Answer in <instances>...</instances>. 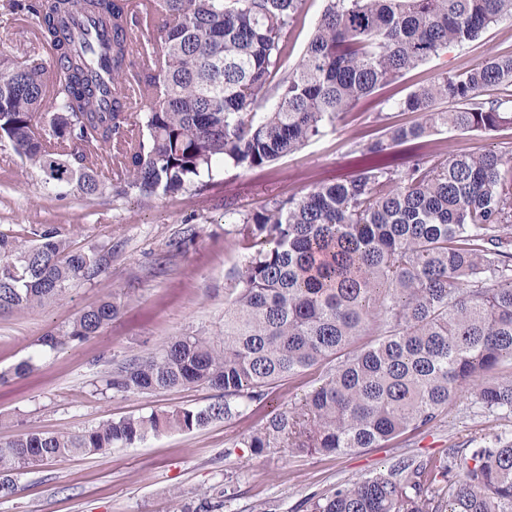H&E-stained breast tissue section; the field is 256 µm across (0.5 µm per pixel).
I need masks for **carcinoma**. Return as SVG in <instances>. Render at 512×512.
Listing matches in <instances>:
<instances>
[{
	"label": "carcinoma",
	"mask_w": 512,
	"mask_h": 512,
	"mask_svg": "<svg viewBox=\"0 0 512 512\" xmlns=\"http://www.w3.org/2000/svg\"><path fill=\"white\" fill-rule=\"evenodd\" d=\"M13 0L36 16L52 61L0 52V144L46 184L86 196L105 188L150 202L202 189L219 166L253 170L292 154L406 71L449 47L465 48L512 19V0H325L297 64L281 71L302 0ZM87 15L111 38L99 52L89 31L76 44L69 20ZM152 28L133 48L130 31ZM104 71L112 101L101 111ZM150 107L128 112L132 85ZM512 52L442 74L397 107L422 121L390 127L363 153L450 132L512 127ZM272 101L264 112L260 101ZM145 136L129 140L133 117ZM224 223L249 249L230 280L224 334L177 336L134 356L105 379L116 393L185 386L221 392L199 409L153 411L78 434L20 433L0 441V496L19 476L52 462L130 447L171 431L240 418L277 383L326 367L303 402L269 414L232 442L255 455L344 454L377 448L433 423L463 388L492 412L512 414V160L478 154L412 157L402 170L366 167L348 179L243 213ZM24 241L0 231V314L59 301L94 278L112 250L74 251L53 226ZM121 301L84 310L36 355L81 342L112 322ZM204 497L180 512H217ZM306 512H512V436L454 449L444 459L401 460L385 473L338 484Z\"/></svg>",
	"instance_id": "carcinoma-1"
}]
</instances>
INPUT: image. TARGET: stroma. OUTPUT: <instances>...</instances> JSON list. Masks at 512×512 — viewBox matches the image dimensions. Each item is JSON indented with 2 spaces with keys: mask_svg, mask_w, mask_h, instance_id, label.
<instances>
[{
  "mask_svg": "<svg viewBox=\"0 0 512 512\" xmlns=\"http://www.w3.org/2000/svg\"><path fill=\"white\" fill-rule=\"evenodd\" d=\"M0 0V48L38 49L37 19L8 11ZM512 51V21H502L468 47L448 48L429 64L408 71L343 114L334 129L296 153L251 171L225 168L200 190L162 195L148 203L132 194L86 198L58 193L39 171L0 147V230L23 235L52 224L73 249L108 247L112 257L95 278L70 288L65 298L0 315V440L20 432L73 433L108 420L153 411L199 409L218 401L201 387L156 393H115L105 379L116 364L159 350L172 337L220 335L229 279L247 252L224 222L225 203L248 213L275 198L304 193L353 175L360 150L386 129L421 122L398 101L438 75L457 73L486 57ZM512 157V128L493 133L439 132L394 146L387 160L404 168L415 154L479 153ZM188 238L169 253L170 240ZM118 295L120 314L99 335L65 345L21 376L12 368L34 355L39 339L69 327L83 310ZM320 376L311 370L276 386L267 403L247 415L217 420L192 431H172L131 447L79 456L22 475L14 495L0 497V512H173L224 490L221 512H306L305 500L336 485L389 470L403 458L446 456L452 448L489 445L512 436V415L485 410L475 388L458 394L428 428L406 433L384 448L348 455H262L233 447L237 436L258 428L272 412L302 403Z\"/></svg>",
  "mask_w": 512,
  "mask_h": 512,
  "instance_id": "stroma-1",
  "label": "stroma"
}]
</instances>
